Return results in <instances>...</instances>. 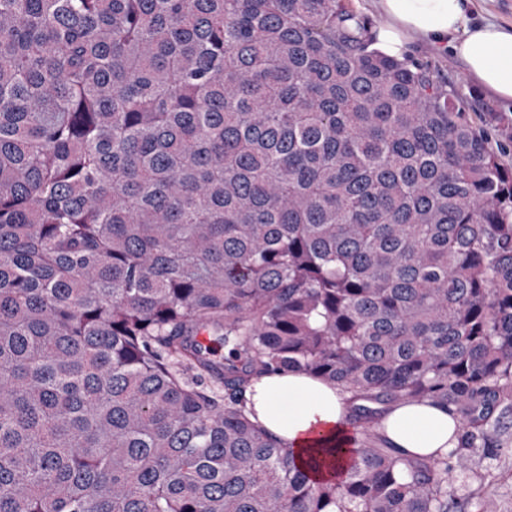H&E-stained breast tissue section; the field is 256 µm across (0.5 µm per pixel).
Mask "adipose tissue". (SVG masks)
<instances>
[{"label":"adipose tissue","instance_id":"obj_1","mask_svg":"<svg viewBox=\"0 0 512 512\" xmlns=\"http://www.w3.org/2000/svg\"><path fill=\"white\" fill-rule=\"evenodd\" d=\"M383 23L376 49L403 58L408 44L424 40L452 49L485 89L512 99V26L470 19L472 0H379ZM349 396L336 384L304 373L268 374L245 393V411L300 461L319 447L347 446ZM457 415L428 400L389 406L382 431L407 456L447 453L459 441Z\"/></svg>","mask_w":512,"mask_h":512}]
</instances>
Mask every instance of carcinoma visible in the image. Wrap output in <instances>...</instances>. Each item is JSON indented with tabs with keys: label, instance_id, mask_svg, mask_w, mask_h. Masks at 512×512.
Returning a JSON list of instances; mask_svg holds the SVG:
<instances>
[{
	"label": "carcinoma",
	"instance_id": "1",
	"mask_svg": "<svg viewBox=\"0 0 512 512\" xmlns=\"http://www.w3.org/2000/svg\"><path fill=\"white\" fill-rule=\"evenodd\" d=\"M343 0H0V512H448L512 411V167ZM224 344L220 357L215 345ZM358 402L339 481L245 414ZM457 447L409 457L385 408ZM457 415L428 400L389 406L381 432L390 447L407 456L448 453L459 441Z\"/></svg>",
	"mask_w": 512,
	"mask_h": 512
}]
</instances>
